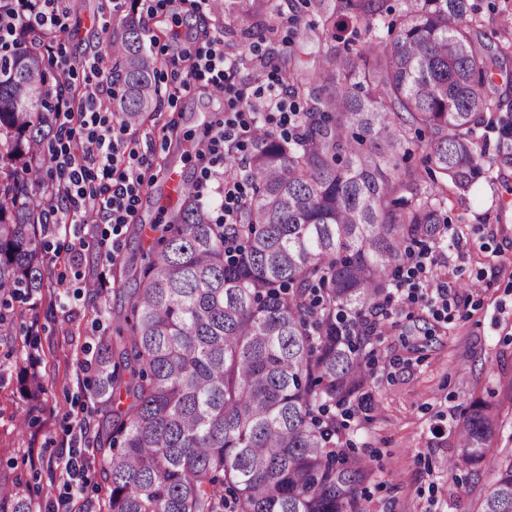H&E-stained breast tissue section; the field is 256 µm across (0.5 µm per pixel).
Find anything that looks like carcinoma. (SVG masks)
Here are the masks:
<instances>
[{"instance_id": "1", "label": "carcinoma", "mask_w": 512, "mask_h": 512, "mask_svg": "<svg viewBox=\"0 0 512 512\" xmlns=\"http://www.w3.org/2000/svg\"><path fill=\"white\" fill-rule=\"evenodd\" d=\"M307 2L334 39L350 24L394 40L333 47L311 68L289 53L280 84L306 107L288 136L254 123L236 223H211L192 193L162 229L128 329L102 333L94 352L87 396L109 425L94 448L109 481L97 512H364L370 467L336 442L331 408L364 399L380 300L407 247L444 241L448 196L489 174L479 129L502 111L493 75L512 49L479 38L469 0ZM108 48L120 121L137 124L158 95L135 13ZM55 108L42 54L25 38L0 50V332L11 302L43 285L48 213L31 160ZM415 148L436 169L429 183L405 165ZM21 387L34 401L46 391L34 366ZM500 428L496 404L472 401L448 472L477 473ZM496 465L479 512H512V456ZM0 512H32L30 500L0 493Z\"/></svg>"}]
</instances>
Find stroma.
<instances>
[{
	"label": "stroma",
	"instance_id": "35a3bbf8",
	"mask_svg": "<svg viewBox=\"0 0 512 512\" xmlns=\"http://www.w3.org/2000/svg\"><path fill=\"white\" fill-rule=\"evenodd\" d=\"M276 11L242 13L234 0H141L137 16L146 25L145 44L157 62L160 100L155 112L129 138L150 158L142 168L141 199L134 223L123 230L116 259L102 242L107 224H86V246L73 253L72 234L50 224L45 238L44 286L35 304L16 307L9 335H0V490H25L34 512H50L64 476L55 450L82 418L79 364L101 329H114L126 313V296L137 288L153 243L146 230L165 224L174 210L166 199L168 170L188 182L200 180L204 166L197 140L223 120L234 91H254L268 83L274 60L299 46L302 60L315 63L334 44L318 35L319 15L304 0H273ZM481 31L512 45V0H472ZM130 0H64L65 33L45 56L48 86L65 83L72 98L85 92L81 67L101 54L100 81L106 111H119L114 59L107 46L120 28ZM224 34V53L235 61L231 80L216 85L193 81L175 92L177 75L187 74L182 56L206 47L215 32ZM482 147L496 160L506 183L478 179L461 200L450 199L447 215L463 232L455 249L436 250L440 280L474 282L458 292L447 322H436L423 307L391 311L378 346L371 398L365 411L347 421L345 437L353 455L364 458L372 475L364 488L370 512H477L492 479V461L479 475L448 472L449 456L459 448L453 429L475 398L499 400L512 380V135L498 124L482 129ZM108 279V314L95 312L100 279ZM38 344V370L47 391L37 408L19 392L27 363L19 354L26 339Z\"/></svg>",
	"mask_w": 512,
	"mask_h": 512
}]
</instances>
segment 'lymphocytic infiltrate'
<instances>
[{"label":"lymphocytic infiltrate","mask_w":512,"mask_h":512,"mask_svg":"<svg viewBox=\"0 0 512 512\" xmlns=\"http://www.w3.org/2000/svg\"><path fill=\"white\" fill-rule=\"evenodd\" d=\"M62 29L57 0H0V38L16 35L20 30L54 36ZM100 95L99 85L94 84L87 86L80 107L61 100L58 118L62 126L79 122L83 138L77 149L61 144L52 161L66 196L62 216L92 209L111 224L112 234L117 237L136 211L142 183L140 169L146 159L130 140L116 134L113 115L102 111ZM250 131L251 122L243 109L235 107L225 113L223 123L207 145L210 159L203 180L217 176L224 145L243 143ZM435 263L430 250L409 254L408 277L393 292L391 305L412 308L421 304L432 310L436 318L447 317L454 296L447 283L432 284L429 272ZM80 443V437H72L57 454L69 479L56 499L54 512H69L68 503L84 479L87 460Z\"/></svg>","instance_id":"lymphocytic-infiltrate-1"}]
</instances>
